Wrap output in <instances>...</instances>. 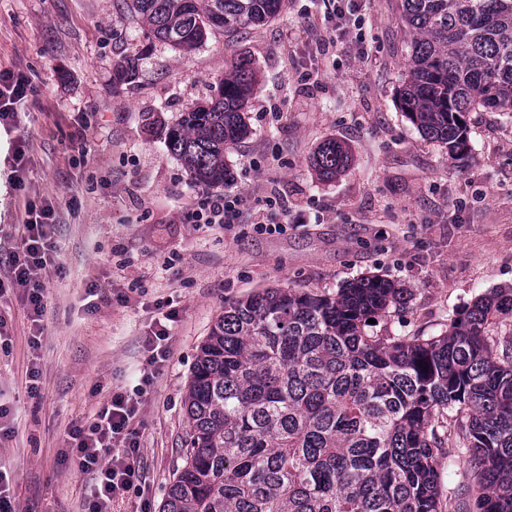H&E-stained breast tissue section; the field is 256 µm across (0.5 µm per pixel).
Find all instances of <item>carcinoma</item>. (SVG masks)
<instances>
[{
	"label": "carcinoma",
	"mask_w": 512,
	"mask_h": 512,
	"mask_svg": "<svg viewBox=\"0 0 512 512\" xmlns=\"http://www.w3.org/2000/svg\"><path fill=\"white\" fill-rule=\"evenodd\" d=\"M284 0H127L160 42L190 53L217 29L277 17ZM410 33L407 118L448 157L469 154L465 116L512 112V0H402ZM137 58L115 67L136 76ZM257 83L245 57L216 95L184 113L166 148L191 179L223 185L224 151L248 134ZM350 164L334 139L313 157L332 180ZM404 288L362 276L336 294L267 288L224 306L185 399L183 465L162 512H442L438 460L467 450L476 494L453 512H512V350L490 327L512 289L477 298L438 336L367 332L406 307Z\"/></svg>",
	"instance_id": "cac0c4a2"
}]
</instances>
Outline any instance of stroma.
Segmentation results:
<instances>
[{
	"mask_svg": "<svg viewBox=\"0 0 512 512\" xmlns=\"http://www.w3.org/2000/svg\"><path fill=\"white\" fill-rule=\"evenodd\" d=\"M324 11L322 0H285L274 21L213 32L184 54L124 0H0V70L31 85L15 114L28 146L21 187L10 180L12 142L0 137V279L29 203L54 207L38 344L15 290L0 295V477L17 512H84L92 479L60 466L66 433L136 388L162 306L179 317L133 423L140 479L110 512H162L182 464L189 377L226 304L266 288L332 294L375 274L409 297L376 331L436 336L479 295L512 289V113H467L471 151L449 161L399 106L410 54L401 0H364L359 32L325 55L315 50ZM242 55L258 71L249 134L226 151L227 184H196L165 130L209 100ZM125 56L137 57L138 74L113 85ZM330 138L349 147L351 164L327 183L312 156ZM224 193L241 198L239 223L185 222ZM261 220L288 228L262 234Z\"/></svg>",
	"mask_w": 512,
	"mask_h": 512,
	"instance_id": "stroma-1",
	"label": "stroma"
}]
</instances>
